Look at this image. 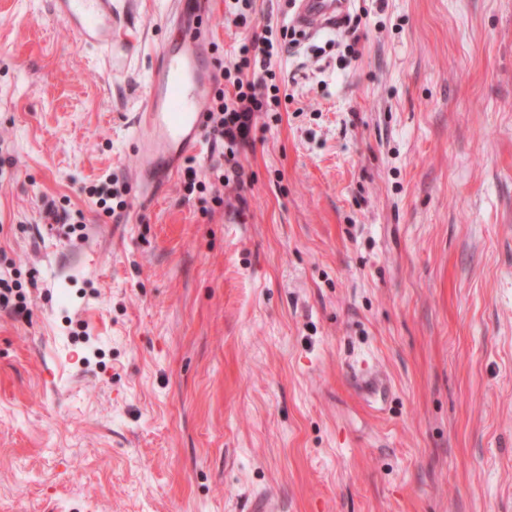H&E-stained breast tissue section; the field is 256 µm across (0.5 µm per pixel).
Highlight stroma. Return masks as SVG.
I'll return each mask as SVG.
<instances>
[{
  "label": "stroma",
  "mask_w": 512,
  "mask_h": 512,
  "mask_svg": "<svg viewBox=\"0 0 512 512\" xmlns=\"http://www.w3.org/2000/svg\"><path fill=\"white\" fill-rule=\"evenodd\" d=\"M52 2L0 0V512H512V0H351L245 191L206 139L148 198L172 0H120L121 78ZM294 11L211 0L208 65ZM14 287L17 292L14 296L16 302H13L11 297L13 287L9 285L7 280L0 278V307L10 309L18 317L28 316L30 311L26 302V296L21 292L22 285L15 283Z\"/></svg>",
  "instance_id": "obj_1"
}]
</instances>
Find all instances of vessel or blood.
<instances>
[{
  "label": "vessel or blood",
  "instance_id": "vessel-or-blood-1",
  "mask_svg": "<svg viewBox=\"0 0 512 512\" xmlns=\"http://www.w3.org/2000/svg\"><path fill=\"white\" fill-rule=\"evenodd\" d=\"M115 0H53L56 18L84 45L106 57L121 58L132 45L116 30ZM348 0H298L293 23L315 33L335 27ZM202 0H173V22L179 41L160 51L135 127V153L148 191L173 173L190 147L201 142L206 125L205 72L201 46L207 39Z\"/></svg>",
  "mask_w": 512,
  "mask_h": 512
}]
</instances>
